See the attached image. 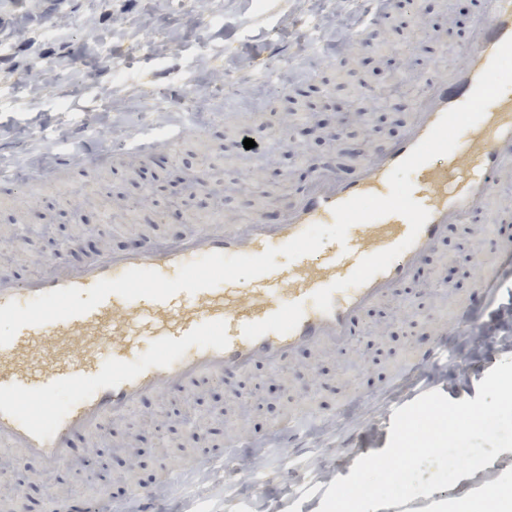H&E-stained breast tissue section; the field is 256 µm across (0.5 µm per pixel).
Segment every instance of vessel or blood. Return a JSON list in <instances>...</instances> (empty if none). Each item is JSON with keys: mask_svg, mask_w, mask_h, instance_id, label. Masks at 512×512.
Listing matches in <instances>:
<instances>
[{"mask_svg": "<svg viewBox=\"0 0 512 512\" xmlns=\"http://www.w3.org/2000/svg\"><path fill=\"white\" fill-rule=\"evenodd\" d=\"M510 36L512 0H482L471 21L464 66L448 67L426 84L404 135L374 150L350 178H339L332 169L317 171L300 196L283 200L279 221L205 224L175 241L102 252L77 266L49 262L41 274L24 280L0 269V307L12 299L24 304L58 288L85 291L132 267L172 278L182 264L212 251L258 256L286 245L311 225L333 223L335 204L359 195L387 196L393 167L446 109L467 99L497 46ZM180 137V129L160 127L151 137L111 142L109 151L143 152L155 140L172 148ZM510 172L512 92L507 91L461 133L451 152L413 172V198L430 215L415 245L367 285L333 293L331 313L315 305L314 294L349 278L364 258L400 246L411 232L406 217L390 213L351 225L344 242L326 241L314 252L253 277L246 289L227 281L163 300L111 294L85 313L21 327L0 345V447L37 458L52 472L73 462L75 437L94 439L147 398L203 377L234 376L258 364L278 369L300 351L317 354L348 347L356 319L397 294L450 225L476 215L497 223L492 203L500 180ZM507 265L512 266L511 250H491L468 303L488 300ZM73 336L82 345L79 356L40 366L30 362V355L49 354ZM63 389L73 395L60 406L56 396Z\"/></svg>", "mask_w": 512, "mask_h": 512, "instance_id": "vessel-or-blood-1", "label": "vessel or blood"}]
</instances>
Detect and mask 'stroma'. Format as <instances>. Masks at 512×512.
<instances>
[{
    "instance_id": "stroma-1",
    "label": "stroma",
    "mask_w": 512,
    "mask_h": 512,
    "mask_svg": "<svg viewBox=\"0 0 512 512\" xmlns=\"http://www.w3.org/2000/svg\"><path fill=\"white\" fill-rule=\"evenodd\" d=\"M479 8L480 0H393L369 42L348 47L332 24L354 23L361 0H0V167L16 177L0 182V268L26 279L42 271L45 257L79 265L228 216L265 220L313 171L355 173L360 156L341 152L337 139L369 153L402 136L435 64L460 62ZM273 44L285 50V88L257 77ZM116 62L131 80L113 78ZM390 88L404 92L395 112L387 109ZM329 101L351 109L345 127ZM187 111L206 130L185 131L176 148L87 159L110 139L138 132L150 114L175 125ZM309 123L313 133L293 136ZM246 135L254 150L243 148ZM187 164L219 193L177 212L170 197ZM498 235L481 217L449 226L416 277L359 319L345 350L302 352L278 370L258 365L148 399L96 441H77V464L54 472L0 449L8 474L0 502L20 489L26 512H44L52 490L96 512H136L131 485L158 484L159 512H318L334 478L350 475L354 449L387 447L385 420L395 405L433 390L454 402L476 398L484 359L512 357V268L485 305L455 316L473 286L479 248ZM442 327L446 362L398 379ZM479 332L486 341L475 350ZM299 370L307 385L290 389ZM293 414L307 451L290 463L272 427ZM192 421L208 440L190 452L184 440ZM243 433L254 446L227 448ZM222 450L241 479L212 470L162 485L166 467L186 453ZM488 470L512 488V451L414 497L403 512H485Z\"/></svg>"
}]
</instances>
